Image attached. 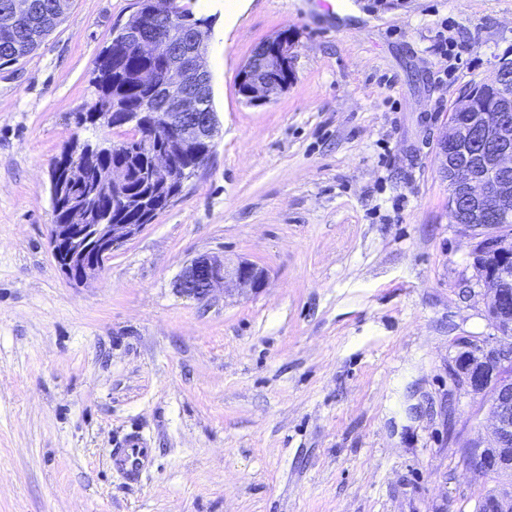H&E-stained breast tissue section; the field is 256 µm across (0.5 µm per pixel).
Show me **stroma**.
<instances>
[{"label": "stroma", "mask_w": 512, "mask_h": 512, "mask_svg": "<svg viewBox=\"0 0 512 512\" xmlns=\"http://www.w3.org/2000/svg\"><path fill=\"white\" fill-rule=\"evenodd\" d=\"M224 2L189 3L214 152L85 284L51 255V164L138 0H71L0 67V512H474L487 421L451 367L497 331L435 152L512 60V0H243L231 26ZM283 32L288 88L247 103L240 68ZM201 254L267 285L187 298ZM131 432L155 458L134 483L109 468Z\"/></svg>", "instance_id": "obj_1"}]
</instances>
